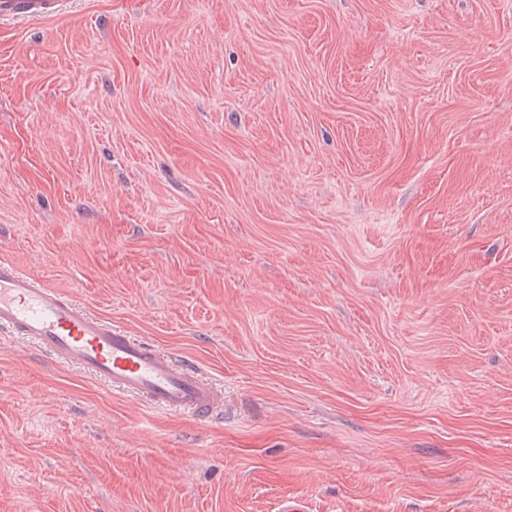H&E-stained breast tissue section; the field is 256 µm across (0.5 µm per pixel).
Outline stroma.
<instances>
[{"label":"stroma","mask_w":512,"mask_h":512,"mask_svg":"<svg viewBox=\"0 0 512 512\" xmlns=\"http://www.w3.org/2000/svg\"><path fill=\"white\" fill-rule=\"evenodd\" d=\"M1 257L224 413L0 335V512H512V0L0 25Z\"/></svg>","instance_id":"stroma-1"}]
</instances>
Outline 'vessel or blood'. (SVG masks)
<instances>
[{
	"mask_svg": "<svg viewBox=\"0 0 512 512\" xmlns=\"http://www.w3.org/2000/svg\"><path fill=\"white\" fill-rule=\"evenodd\" d=\"M70 0H0V22L41 20ZM0 333L36 345L64 366H75L126 396L163 409H187L200 419L224 407V391L195 366L119 330L61 290L0 259Z\"/></svg>",
	"mask_w": 512,
	"mask_h": 512,
	"instance_id": "1",
	"label": "vessel or blood"
}]
</instances>
